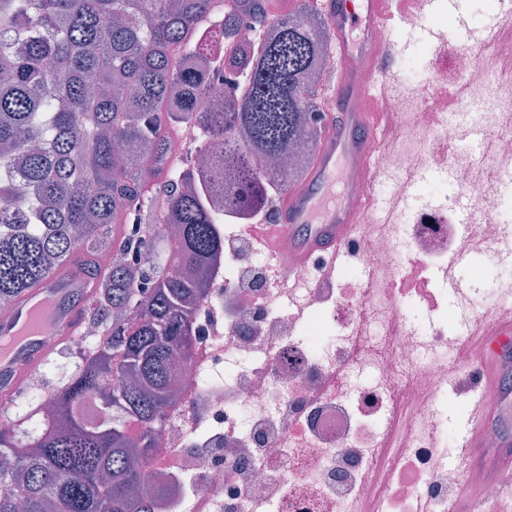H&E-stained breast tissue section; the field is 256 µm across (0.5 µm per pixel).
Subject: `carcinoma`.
I'll use <instances>...</instances> for the list:
<instances>
[{
	"instance_id": "obj_1",
	"label": "carcinoma",
	"mask_w": 512,
	"mask_h": 512,
	"mask_svg": "<svg viewBox=\"0 0 512 512\" xmlns=\"http://www.w3.org/2000/svg\"><path fill=\"white\" fill-rule=\"evenodd\" d=\"M215 0H0V305L83 255L110 258L90 307L112 323L106 344L58 387L51 414L27 441L0 429V512H155L132 497L161 433L174 357L187 356L194 304L208 265L224 254L228 213L262 208L274 188L255 162L306 139L314 108L308 77L326 32L270 22L250 58L240 97L222 112L196 110L207 71L224 66L216 44L239 15L205 28ZM228 142L206 169L165 184L166 238L145 226L142 178L178 125ZM134 223L113 248L112 225ZM170 248L161 260L159 244ZM143 248L155 263L136 269ZM94 399L105 419L80 405ZM139 425L131 437L127 423Z\"/></svg>"
}]
</instances>
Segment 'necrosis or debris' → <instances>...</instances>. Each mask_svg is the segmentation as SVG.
<instances>
[{
	"mask_svg": "<svg viewBox=\"0 0 512 512\" xmlns=\"http://www.w3.org/2000/svg\"><path fill=\"white\" fill-rule=\"evenodd\" d=\"M239 26L199 111L242 90L260 29L246 17ZM377 102L400 133L377 148L387 168L432 173L417 204L370 225L352 251L357 273L323 271L315 288L287 287V268L249 234L257 216H225L224 257L208 271L191 354L146 465L156 512H448L462 479L448 456V366L462 361L465 324L488 328L512 297L483 274L449 305L441 273L463 249L512 266V196L472 151L433 149L474 125L498 134L493 153L512 160V49L492 69L472 61L456 101L435 95L433 116L388 91ZM458 192L474 195L473 226L453 221Z\"/></svg>",
	"mask_w": 512,
	"mask_h": 512,
	"instance_id": "1",
	"label": "necrosis or debris"
}]
</instances>
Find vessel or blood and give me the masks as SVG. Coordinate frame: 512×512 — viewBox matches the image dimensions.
Returning a JSON list of instances; mask_svg holds the SVG:
<instances>
[{"instance_id": "obj_1", "label": "vessel or blood", "mask_w": 512, "mask_h": 512, "mask_svg": "<svg viewBox=\"0 0 512 512\" xmlns=\"http://www.w3.org/2000/svg\"><path fill=\"white\" fill-rule=\"evenodd\" d=\"M329 24L334 53L330 75L320 89L324 107L322 134L305 176L276 200L270 223L256 233L266 247L289 265L288 285L306 284L312 266H342L348 246L365 224L391 221L396 201L410 192L399 185L384 196L380 186L393 173L374 155L381 141L396 136L392 113L381 111L372 94L375 80L394 77L397 46L380 39V30L408 13L427 16L454 12L456 28L470 30L457 0H312ZM98 283L81 263L51 273L15 300L12 314L0 321V410L21 396L29 375L46 362L49 348L79 336L85 322L86 298ZM478 378V397L468 411L460 438L458 466L476 471L484 450V434L498 427L501 411L512 405V310H498L488 332H470L466 342ZM497 468L506 496H512V430L501 429ZM456 512H486L483 498L463 485Z\"/></svg>"}]
</instances>
